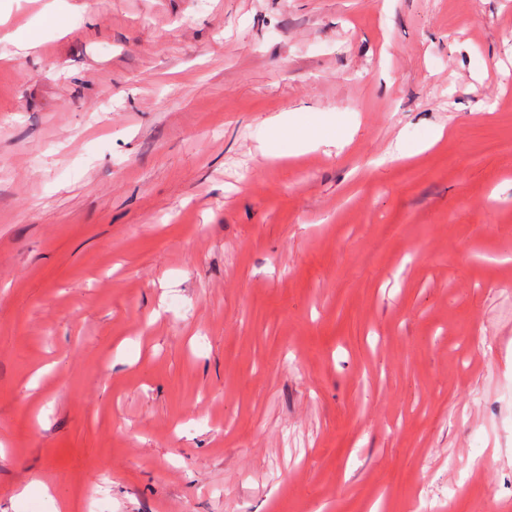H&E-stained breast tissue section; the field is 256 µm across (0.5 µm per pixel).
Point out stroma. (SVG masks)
<instances>
[{
  "instance_id": "obj_1",
  "label": "stroma",
  "mask_w": 512,
  "mask_h": 512,
  "mask_svg": "<svg viewBox=\"0 0 512 512\" xmlns=\"http://www.w3.org/2000/svg\"><path fill=\"white\" fill-rule=\"evenodd\" d=\"M90 491L512 512V0H0V512Z\"/></svg>"
}]
</instances>
